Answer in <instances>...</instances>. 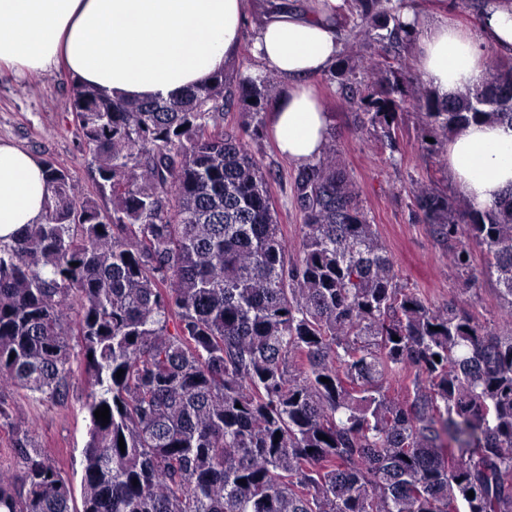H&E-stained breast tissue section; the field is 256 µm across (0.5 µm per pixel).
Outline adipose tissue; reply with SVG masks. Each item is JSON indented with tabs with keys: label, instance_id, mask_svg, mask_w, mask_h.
Returning <instances> with one entry per match:
<instances>
[{
	"label": "adipose tissue",
	"instance_id": "ef3b65f1",
	"mask_svg": "<svg viewBox=\"0 0 512 512\" xmlns=\"http://www.w3.org/2000/svg\"><path fill=\"white\" fill-rule=\"evenodd\" d=\"M346 11V0H0V74L61 69L112 98L167 100L229 67L253 15V53L283 81L268 128L281 153L303 165L328 142L315 81L341 55ZM402 19L419 32L418 72L440 97L481 86L488 53L512 57V0H486L474 31L408 8ZM446 154L450 180L473 207L512 188V125L469 124ZM50 195L43 161L0 140V238L42 223Z\"/></svg>",
	"mask_w": 512,
	"mask_h": 512
}]
</instances>
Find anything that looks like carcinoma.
<instances>
[{
    "instance_id": "1",
    "label": "carcinoma",
    "mask_w": 512,
    "mask_h": 512,
    "mask_svg": "<svg viewBox=\"0 0 512 512\" xmlns=\"http://www.w3.org/2000/svg\"><path fill=\"white\" fill-rule=\"evenodd\" d=\"M403 5L349 0L354 38L373 47L358 60L369 84L330 74L362 125L391 141L413 109L441 143L512 123L509 62L490 58L485 84L455 99L423 87L392 52L409 37ZM277 90L274 73H220L169 101L122 102L73 83L68 111L112 208L45 163L44 222L0 241V393L61 402L82 357L81 507L0 399L18 463L0 469V512H512V190L477 209L412 185L459 276L495 280L502 325L434 307L401 281L331 141L298 170L302 235L285 236L276 173L247 142ZM237 103L250 121L224 123Z\"/></svg>"
}]
</instances>
